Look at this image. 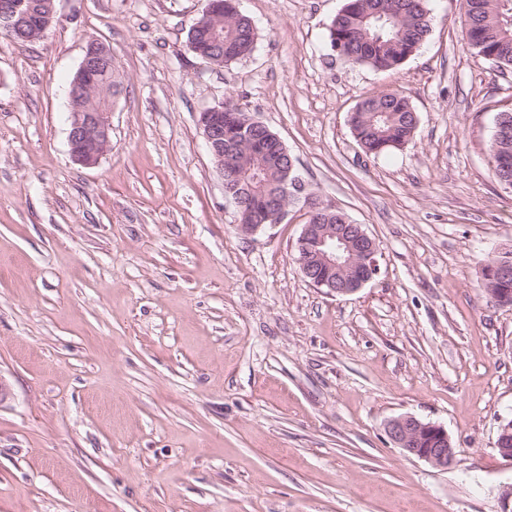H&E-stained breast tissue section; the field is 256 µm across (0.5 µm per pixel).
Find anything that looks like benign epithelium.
<instances>
[{"label":"benign epithelium","mask_w":512,"mask_h":512,"mask_svg":"<svg viewBox=\"0 0 512 512\" xmlns=\"http://www.w3.org/2000/svg\"><path fill=\"white\" fill-rule=\"evenodd\" d=\"M0 18L12 27L23 30L27 17L12 12L9 0L0 3ZM116 68L112 52L92 40L84 48L78 73L84 80L70 85L68 141L72 157L93 165L111 148L112 90L106 85H94L92 73L101 67ZM208 150L219 174H224V159L238 154V144L224 141V123L213 113L199 114ZM225 197L235 206V224L241 233L252 235L262 225L248 223V213L232 185H224ZM298 263L308 281L331 294L350 295L372 280L377 273V246L361 224L345 220L343 224H306L298 239ZM488 280L499 284L489 289L490 296L500 305H512V289L504 284L512 280V254L504 249L486 264ZM391 441L407 455L424 460L436 467L448 469L456 465V456L448 432L439 424L413 415H401L385 424ZM496 447L500 455L512 462V424L500 426Z\"/></svg>","instance_id":"obj_1"}]
</instances>
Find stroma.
<instances>
[{"label":"stroma","instance_id":"1","mask_svg":"<svg viewBox=\"0 0 512 512\" xmlns=\"http://www.w3.org/2000/svg\"><path fill=\"white\" fill-rule=\"evenodd\" d=\"M464 0L391 71L332 51L344 0H241L256 51L217 66L187 34L206 0H54L0 38V512H502L512 462V306L481 269L512 246L488 147L512 72L477 56ZM122 91L97 164L68 143L88 39ZM412 140L366 154L348 122L389 92ZM276 133L304 196L245 235L197 123L226 98ZM313 196L364 225L378 273L312 286L295 245ZM443 426L457 464L385 432ZM385 429L391 441L408 456L443 469L457 463L448 432L439 424L401 415L389 419Z\"/></svg>","mask_w":512,"mask_h":512}]
</instances>
